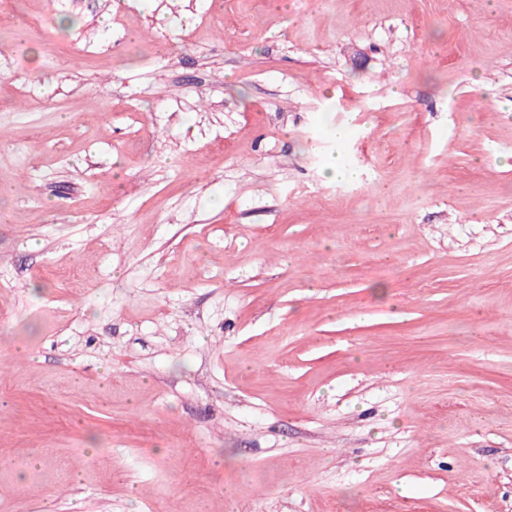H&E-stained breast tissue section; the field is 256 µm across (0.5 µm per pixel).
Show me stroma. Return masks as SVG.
Instances as JSON below:
<instances>
[{
    "instance_id": "obj_1",
    "label": "stroma",
    "mask_w": 512,
    "mask_h": 512,
    "mask_svg": "<svg viewBox=\"0 0 512 512\" xmlns=\"http://www.w3.org/2000/svg\"><path fill=\"white\" fill-rule=\"evenodd\" d=\"M0 512H512V0H0Z\"/></svg>"
}]
</instances>
